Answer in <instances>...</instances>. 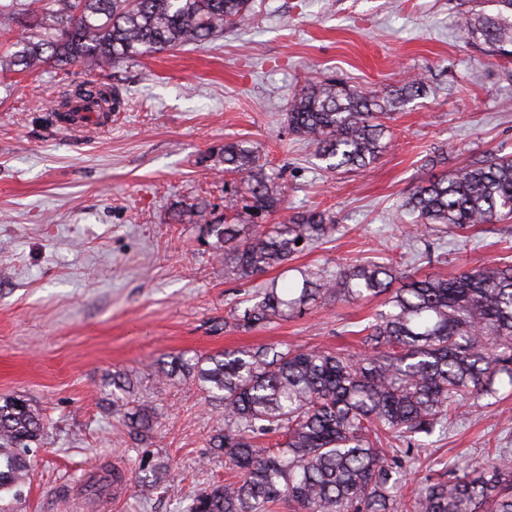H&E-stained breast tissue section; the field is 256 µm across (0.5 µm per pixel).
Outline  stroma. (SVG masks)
Here are the masks:
<instances>
[{"mask_svg":"<svg viewBox=\"0 0 512 512\" xmlns=\"http://www.w3.org/2000/svg\"><path fill=\"white\" fill-rule=\"evenodd\" d=\"M468 0H251L247 26L204 47L119 61L96 73L120 81L125 111L111 124L62 127L52 71L0 70V395H21L45 423L30 489L16 512H104L121 472L116 512H184L212 484L234 479L208 442L224 424L198 380L164 384L155 364L260 344L362 351L359 331L380 308L319 301L306 314L245 331L225 326L262 282L297 287L302 271L387 258L413 276L454 275L512 254V220L467 236L406 239L402 205L432 171L490 153L512 155V60L463 39ZM425 91L387 121L392 142L374 164L319 168L288 130V108L310 79L385 94L406 78ZM245 141L280 170L288 213L324 210L340 230L287 269L247 283L227 279L191 203L224 212L211 152ZM134 384L128 403L157 423L141 439L114 402L112 378ZM435 432L406 475L413 494L435 461L461 464L512 449V388ZM168 463L164 483L137 487L146 455Z\"/></svg>","mask_w":512,"mask_h":512,"instance_id":"35a3bbf8","label":"stroma"}]
</instances>
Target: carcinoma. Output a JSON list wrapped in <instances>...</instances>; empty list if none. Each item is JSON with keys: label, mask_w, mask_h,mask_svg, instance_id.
Wrapping results in <instances>:
<instances>
[{"label": "carcinoma", "mask_w": 512, "mask_h": 512, "mask_svg": "<svg viewBox=\"0 0 512 512\" xmlns=\"http://www.w3.org/2000/svg\"><path fill=\"white\" fill-rule=\"evenodd\" d=\"M496 13L462 14L460 32L489 52L512 59V0H487ZM251 0H9L0 2V30L19 16L27 33L12 44L9 63L22 71L74 65L93 72L175 47L202 45L248 21ZM410 80L383 96L334 81H309L288 111L289 130L313 147L325 169L367 167L386 152L381 119L417 93ZM124 106L117 83L93 79L64 92L60 110L107 118ZM224 172L240 175L224 222L207 225L224 272L238 280L288 264L302 243L333 237L326 211L281 210L279 176L242 142L218 152ZM408 227L440 224L462 233L512 219V155H491L451 173L432 175L406 198ZM303 288L286 298L271 281L244 300L236 325L252 329L302 312L308 296L357 303L387 294L384 309L363 328L361 353L275 349L267 345L162 363L160 381L198 380L224 409V428L209 453L237 473L198 493L185 512H512V457L500 448L483 464H447L425 477L406 501L402 459L417 461L431 436L473 401L497 399L512 386V259L452 277L404 276L392 261L347 265L334 277L303 273ZM128 424L146 439L155 412L137 405ZM41 414L21 396L0 397V512H15L41 447ZM139 482H164L167 464L144 459Z\"/></svg>", "instance_id": "cac0c4a2"}]
</instances>
